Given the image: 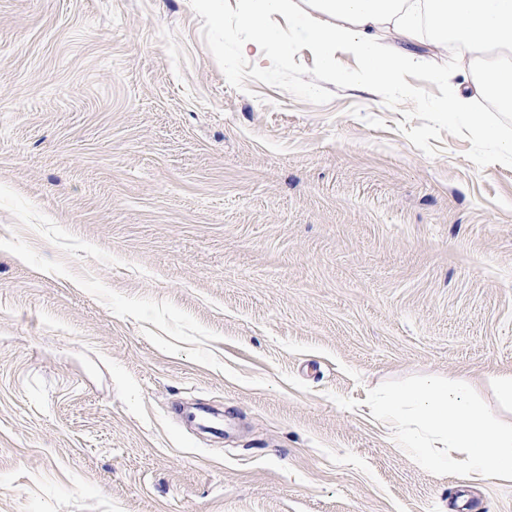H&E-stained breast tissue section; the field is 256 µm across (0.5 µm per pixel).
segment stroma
I'll list each match as a JSON object with an SVG mask.
<instances>
[{"label":"stroma","instance_id":"35a3bbf8","mask_svg":"<svg viewBox=\"0 0 512 512\" xmlns=\"http://www.w3.org/2000/svg\"><path fill=\"white\" fill-rule=\"evenodd\" d=\"M201 24L0 0V512H512L365 405L438 374L512 422V168L362 87L238 90Z\"/></svg>","mask_w":512,"mask_h":512}]
</instances>
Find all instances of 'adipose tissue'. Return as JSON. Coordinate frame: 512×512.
<instances>
[{
    "mask_svg": "<svg viewBox=\"0 0 512 512\" xmlns=\"http://www.w3.org/2000/svg\"><path fill=\"white\" fill-rule=\"evenodd\" d=\"M246 22L252 31L248 46L262 52L282 34L265 24L267 15L287 11L301 18L292 39L310 43L325 66L337 49L362 61L361 80L396 83L399 72L419 63L414 52L382 45L392 30L409 42L428 37L454 45L470 58L468 85H451L445 110L450 118L473 125L477 97L492 98L512 110V0H246Z\"/></svg>",
    "mask_w": 512,
    "mask_h": 512,
    "instance_id": "obj_1",
    "label": "adipose tissue"
}]
</instances>
